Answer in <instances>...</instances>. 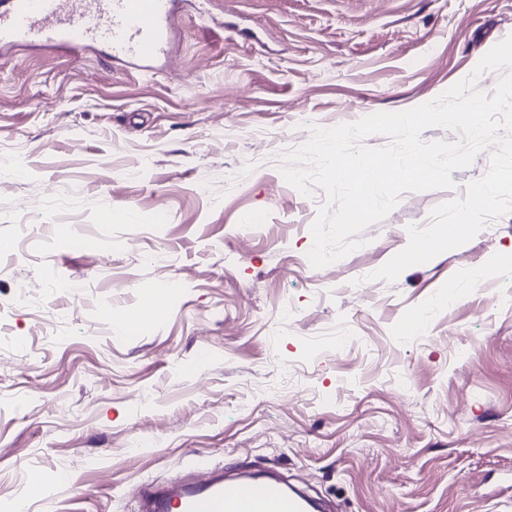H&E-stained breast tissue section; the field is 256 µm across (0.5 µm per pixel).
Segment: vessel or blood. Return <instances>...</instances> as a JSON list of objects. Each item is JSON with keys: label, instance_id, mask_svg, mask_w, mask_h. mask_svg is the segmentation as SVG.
I'll list each match as a JSON object with an SVG mask.
<instances>
[{"label": "vessel or blood", "instance_id": "obj_1", "mask_svg": "<svg viewBox=\"0 0 512 512\" xmlns=\"http://www.w3.org/2000/svg\"><path fill=\"white\" fill-rule=\"evenodd\" d=\"M177 0H0V51L75 52L105 45L113 59L153 63L166 51ZM148 512H312L310 499L274 476L242 473L203 484L146 486Z\"/></svg>", "mask_w": 512, "mask_h": 512}]
</instances>
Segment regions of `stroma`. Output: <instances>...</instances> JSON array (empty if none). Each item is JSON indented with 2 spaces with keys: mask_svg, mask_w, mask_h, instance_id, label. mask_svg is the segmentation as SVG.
<instances>
[{
  "mask_svg": "<svg viewBox=\"0 0 512 512\" xmlns=\"http://www.w3.org/2000/svg\"><path fill=\"white\" fill-rule=\"evenodd\" d=\"M511 35L512 0H181L157 70L0 53V158L24 167L0 190V512H145L147 484L238 469L328 512H512V214L372 277L489 151L320 269L324 192L279 171L311 127L430 102Z\"/></svg>",
  "mask_w": 512,
  "mask_h": 512,
  "instance_id": "obj_1",
  "label": "stroma"
}]
</instances>
